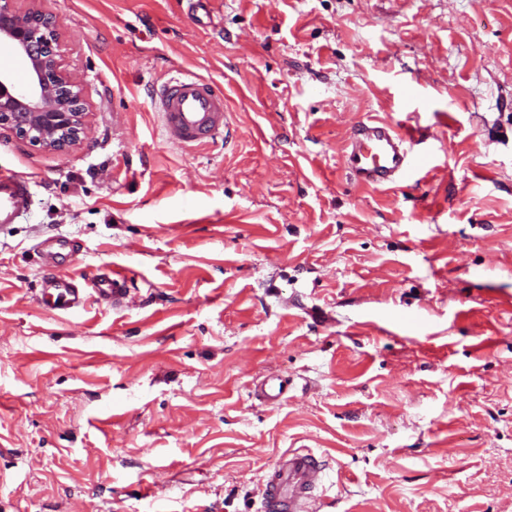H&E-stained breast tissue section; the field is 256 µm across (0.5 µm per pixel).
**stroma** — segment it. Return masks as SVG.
<instances>
[{
    "label": "stroma",
    "instance_id": "stroma-1",
    "mask_svg": "<svg viewBox=\"0 0 512 512\" xmlns=\"http://www.w3.org/2000/svg\"><path fill=\"white\" fill-rule=\"evenodd\" d=\"M60 21L87 138L0 129V512H256L322 455L317 512H512V0H14ZM215 81L229 142L164 143L153 82ZM423 169L364 188L357 122ZM135 298L42 309V242ZM288 381L275 404L256 387ZM32 202L29 182L7 171H0V224H14ZM48 264L53 268L64 266L74 252L73 243L66 237H50L42 244ZM327 474L310 448L283 454L267 474L260 512H313L315 490L325 492Z\"/></svg>",
    "mask_w": 512,
    "mask_h": 512
}]
</instances>
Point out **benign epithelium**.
Masks as SVG:
<instances>
[{
    "label": "benign epithelium",
    "mask_w": 512,
    "mask_h": 512,
    "mask_svg": "<svg viewBox=\"0 0 512 512\" xmlns=\"http://www.w3.org/2000/svg\"><path fill=\"white\" fill-rule=\"evenodd\" d=\"M21 59L23 88L0 73V127L47 151L65 152L87 137L83 87L64 65L56 18L37 7L16 11L0 0V48Z\"/></svg>",
    "instance_id": "7a95c632"
}]
</instances>
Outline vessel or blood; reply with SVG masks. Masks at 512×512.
Here are the masks:
<instances>
[{"label":"vessel or blood","instance_id":"1","mask_svg":"<svg viewBox=\"0 0 512 512\" xmlns=\"http://www.w3.org/2000/svg\"><path fill=\"white\" fill-rule=\"evenodd\" d=\"M152 98L167 144L179 148L205 146L231 133L232 114L224 106L223 89L214 83L179 73L153 87ZM414 144L411 129L373 119L359 124L350 136L343 150V166L359 185L392 186L421 168ZM31 202L28 181L0 171V224L15 223ZM43 248L55 269L43 279V306L58 313L84 306V288L76 278L61 271L74 251L73 243L56 236L45 240ZM94 291L116 309L131 302L126 280L117 272L98 280ZM326 485L327 474L312 449L288 451L266 476L260 512H314L315 492Z\"/></svg>","mask_w":512,"mask_h":512}]
</instances>
